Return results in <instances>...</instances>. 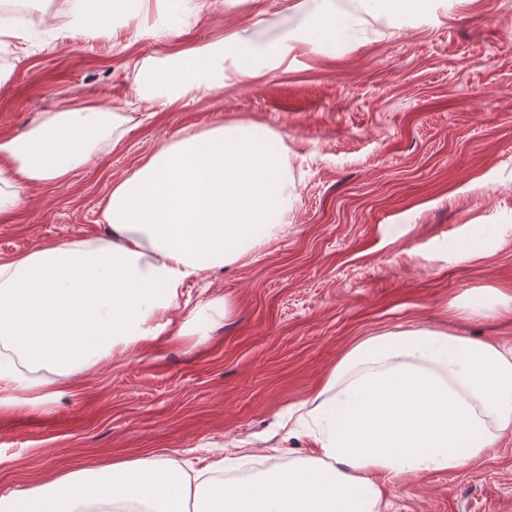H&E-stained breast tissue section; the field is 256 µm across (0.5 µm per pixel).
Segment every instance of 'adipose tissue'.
Returning a JSON list of instances; mask_svg holds the SVG:
<instances>
[{
  "label": "adipose tissue",
  "mask_w": 512,
  "mask_h": 512,
  "mask_svg": "<svg viewBox=\"0 0 512 512\" xmlns=\"http://www.w3.org/2000/svg\"><path fill=\"white\" fill-rule=\"evenodd\" d=\"M78 31L111 36L123 0H82ZM432 0H295L299 40L357 38L429 13ZM294 37L257 45L239 34L174 55L137 96L167 109L226 76L279 64ZM124 116L96 103L64 104L25 133L0 139V213L29 188L59 184L111 140ZM293 208L280 137L254 124H219L161 145L115 184L100 215L108 241L77 239L0 262V410L55 398L45 369L73 375L116 347L167 334L184 284L275 238ZM308 411L315 450L251 479L219 480L146 453L76 467L0 495V512H386L391 482L452 471L512 430V349L432 328L359 341ZM24 397H17V390Z\"/></svg>",
  "instance_id": "adipose-tissue-1"
}]
</instances>
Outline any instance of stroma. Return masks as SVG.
<instances>
[{"label":"stroma","instance_id":"1","mask_svg":"<svg viewBox=\"0 0 512 512\" xmlns=\"http://www.w3.org/2000/svg\"><path fill=\"white\" fill-rule=\"evenodd\" d=\"M182 17L175 34L74 30L71 0H25L34 25L0 36V138L26 131L64 98L123 108L129 131L71 178L0 215V262L74 238L105 240L115 182L161 144L216 124L255 123L283 143L294 206L282 233L221 272L184 285L178 334L56 377L50 410L0 411V494L65 469L150 451L194 468L315 447L289 409L320 391L361 339L436 327L512 348V309L463 319L471 296L512 297V0H438L433 18L366 25L356 41L298 47L280 67L200 90L186 106H127L173 53L238 33L257 42L303 27L290 0H240ZM479 255L459 256L475 227ZM226 314H219V307ZM387 512H512V435L456 471L396 481Z\"/></svg>","mask_w":512,"mask_h":512}]
</instances>
